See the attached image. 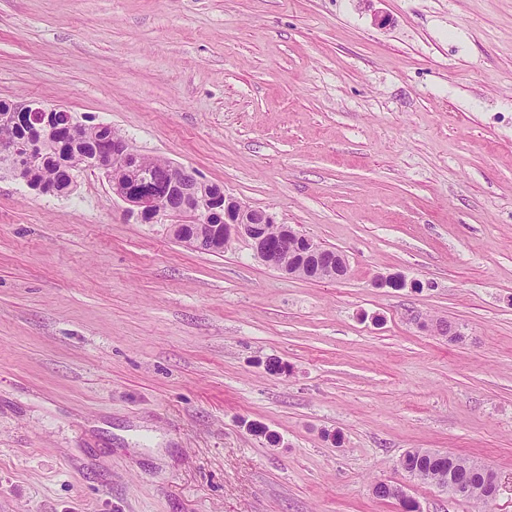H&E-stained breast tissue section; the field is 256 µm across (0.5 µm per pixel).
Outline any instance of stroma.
Masks as SVG:
<instances>
[{"label":"stroma","mask_w":512,"mask_h":512,"mask_svg":"<svg viewBox=\"0 0 512 512\" xmlns=\"http://www.w3.org/2000/svg\"><path fill=\"white\" fill-rule=\"evenodd\" d=\"M27 98L350 271L198 252L96 170L0 175V512H402L378 482L478 512L412 448L512 512V0H0V101ZM426 450L428 449L412 448L407 450L401 462L402 469L420 481L433 484L452 496L453 491L456 497L461 498L471 497L475 489L469 481L458 480L452 481L450 484V476L457 478L472 476L477 489L470 500L486 505L489 502L488 499L491 500L496 497L499 488V477L495 472L480 464V471L490 475V479L486 483V497L485 489L481 490L484 487L485 478L481 474H478V476L474 474V471H479L476 469L477 461L438 450H432L431 453ZM476 478H479V480Z\"/></svg>","instance_id":"stroma-1"}]
</instances>
